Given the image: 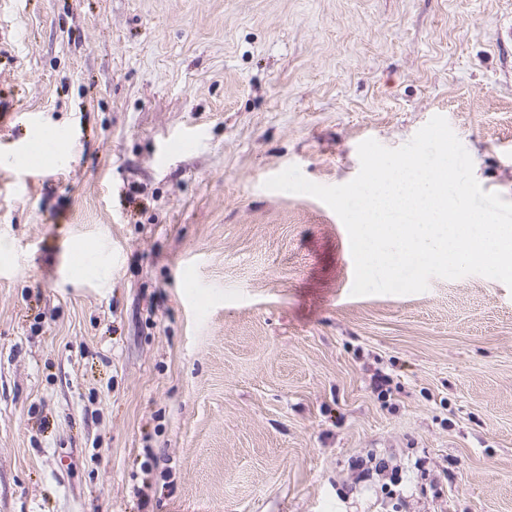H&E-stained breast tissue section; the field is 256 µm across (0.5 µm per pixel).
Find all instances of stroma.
Returning a JSON list of instances; mask_svg holds the SVG:
<instances>
[{
  "mask_svg": "<svg viewBox=\"0 0 512 512\" xmlns=\"http://www.w3.org/2000/svg\"><path fill=\"white\" fill-rule=\"evenodd\" d=\"M509 25L512 0H0V512H512V289L351 296L336 213L263 187L347 183L363 140L441 115L512 202ZM374 455L397 473L357 481Z\"/></svg>",
  "mask_w": 512,
  "mask_h": 512,
  "instance_id": "stroma-1",
  "label": "stroma"
}]
</instances>
